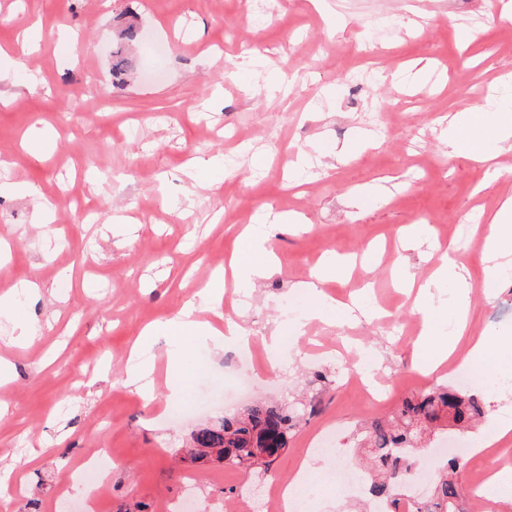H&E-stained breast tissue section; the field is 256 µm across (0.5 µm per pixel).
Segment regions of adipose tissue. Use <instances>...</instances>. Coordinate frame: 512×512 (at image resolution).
Masks as SVG:
<instances>
[{"label":"adipose tissue","mask_w":512,"mask_h":512,"mask_svg":"<svg viewBox=\"0 0 512 512\" xmlns=\"http://www.w3.org/2000/svg\"><path fill=\"white\" fill-rule=\"evenodd\" d=\"M512 139V102L503 101L476 112H465L453 118L448 124V145L452 151L483 162L494 161L499 143ZM488 222L491 233L484 241V253L489 263L483 285L495 286L503 263L512 259V198L505 199L490 214ZM268 238L253 226H246L240 233L238 246L230 259L233 271L231 280L215 278L210 289L200 293L198 300L182 305L164 325L146 327L138 341V346L152 342L154 336L164 335L171 352L177 353L201 344L223 349L233 343L247 347L252 335L249 326L240 320L227 318L225 330L198 322L197 315L202 311L218 312L226 287H240L243 282L267 279L280 273L281 268L270 256ZM343 269L336 258H328L325 266L311 272L308 280L299 283L298 295L306 304L305 315L309 318H322L335 312L336 301L325 294L321 284L325 279L336 277ZM453 284L455 329L453 333L442 334L437 318L424 314L421 337L418 347L428 353L427 374H434L451 356L457 336L463 335L468 322L474 287L458 271V264L450 253H443L434 276L424 283V290H432ZM461 367H489L497 373L512 374V335L479 337L460 362Z\"/></svg>","instance_id":"adipose-tissue-1"}]
</instances>
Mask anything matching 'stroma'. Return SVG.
I'll use <instances>...</instances> for the list:
<instances>
[{"instance_id": "1", "label": "stroma", "mask_w": 512, "mask_h": 512, "mask_svg": "<svg viewBox=\"0 0 512 512\" xmlns=\"http://www.w3.org/2000/svg\"><path fill=\"white\" fill-rule=\"evenodd\" d=\"M134 22L137 37L118 33ZM76 33L71 49L44 47L0 73V293L33 281L37 297L17 293L0 316V467L13 469L0 512H58L57 494L71 468L110 448L109 512H164L182 493V477L204 480L198 512H266L265 493L293 477L309 433L336 426L340 448L319 457L316 494L305 512H346L349 493L331 483L336 467L357 468L365 421L404 397L453 384L424 375L413 343L424 311L450 318L439 294L415 299L397 288L394 270L417 280L432 273L427 241L453 249L474 285L469 335L512 333V278L483 291L486 219L512 197V141L483 166L448 147L447 119L489 100L512 98V17L492 0H280L276 15L255 24L250 0H0V47L20 28ZM475 37L460 48L456 33ZM136 62L126 85L112 84V54ZM382 63L364 85L354 72ZM84 105L69 107L74 86ZM55 136L36 154L24 134ZM351 145V152L335 150ZM236 164H226V156ZM197 156L213 164L192 186L182 171ZM81 182L91 215L50 207L38 223L18 184L41 196ZM293 220L275 231L281 274L228 290L223 313L241 315L260 341L301 325L298 351L277 368L256 356L246 369L228 353L193 350L184 364L157 337L143 350L154 372L142 391L126 384V356L141 329L165 323L236 245L241 221L269 213ZM417 225L418 244L398 230ZM364 256L345 278L326 282L342 301H363L368 316L332 315L302 322L293 287L328 256ZM33 337L15 341L16 319ZM379 352L382 395L371 402L340 376L356 346ZM323 381L310 384L312 372ZM249 381L256 396L288 403L312 398L314 415L295 429L266 472L213 460L183 463L192 432L227 413L224 392ZM179 394H171V386ZM209 407L196 410L199 398ZM477 430L454 433L467 453L459 475L470 495L473 475L493 461L512 464V442L474 452Z\"/></svg>"}]
</instances>
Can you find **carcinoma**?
Segmentation results:
<instances>
[{"mask_svg": "<svg viewBox=\"0 0 512 512\" xmlns=\"http://www.w3.org/2000/svg\"><path fill=\"white\" fill-rule=\"evenodd\" d=\"M133 59L117 50L112 74L129 76ZM489 391L481 384V392L464 394L458 388L439 387L413 393L396 407L388 421L374 420L363 427L360 449L367 455V469L362 472L368 495L388 503L399 512L400 489L419 465L417 444L424 436L442 425L469 428L485 414L482 393ZM306 405L295 402L288 406L258 400L241 412L226 416L217 424L204 425L193 435L191 453L194 460L208 458L217 450V458L229 465L246 469L268 470L275 460L256 457L259 448H285L288 433L300 424ZM464 465L463 457L449 458L433 476L430 497L409 506L407 512H466L460 507L462 494L456 475Z\"/></svg>", "mask_w": 512, "mask_h": 512, "instance_id": "carcinoma-1", "label": "carcinoma"}]
</instances>
